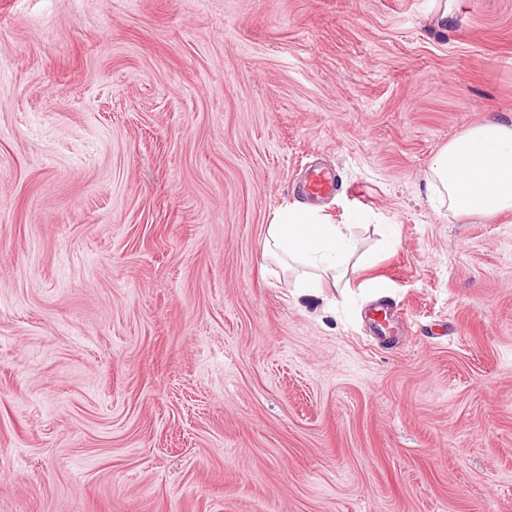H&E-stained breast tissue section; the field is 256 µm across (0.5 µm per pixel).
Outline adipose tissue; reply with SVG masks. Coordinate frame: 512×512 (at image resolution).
Listing matches in <instances>:
<instances>
[{"label":"adipose tissue","instance_id":"adipose-tissue-1","mask_svg":"<svg viewBox=\"0 0 512 512\" xmlns=\"http://www.w3.org/2000/svg\"><path fill=\"white\" fill-rule=\"evenodd\" d=\"M441 215L495 216L512 211V124L487 121L444 147L427 178ZM352 239L342 224L320 222L311 208L277 213L266 229L263 256L293 272L299 288H317L349 273Z\"/></svg>","mask_w":512,"mask_h":512}]
</instances>
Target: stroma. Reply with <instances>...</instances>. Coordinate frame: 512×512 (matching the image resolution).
Segmentation results:
<instances>
[{"label":"stroma","instance_id":"35a3bbf8","mask_svg":"<svg viewBox=\"0 0 512 512\" xmlns=\"http://www.w3.org/2000/svg\"><path fill=\"white\" fill-rule=\"evenodd\" d=\"M488 120L512 0H0V512H512V214L425 182ZM313 165L375 259L306 291ZM336 191L335 174L326 168H312L309 170L304 186V193L310 198H323ZM347 224H324L311 208H288L268 224L263 257L282 273H295L297 288H318L326 279L336 281L349 273L354 254Z\"/></svg>","mask_w":512,"mask_h":512}]
</instances>
